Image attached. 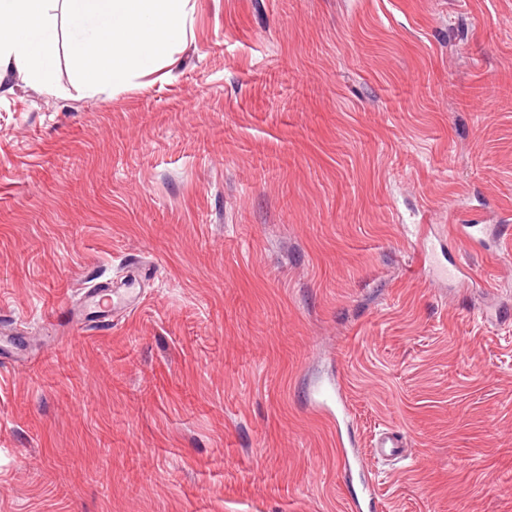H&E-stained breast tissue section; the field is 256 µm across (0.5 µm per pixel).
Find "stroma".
<instances>
[{
	"label": "stroma",
	"mask_w": 512,
	"mask_h": 512,
	"mask_svg": "<svg viewBox=\"0 0 512 512\" xmlns=\"http://www.w3.org/2000/svg\"><path fill=\"white\" fill-rule=\"evenodd\" d=\"M193 2L0 74V512H512V253L448 237L512 235V0Z\"/></svg>",
	"instance_id": "35a3bbf8"
}]
</instances>
